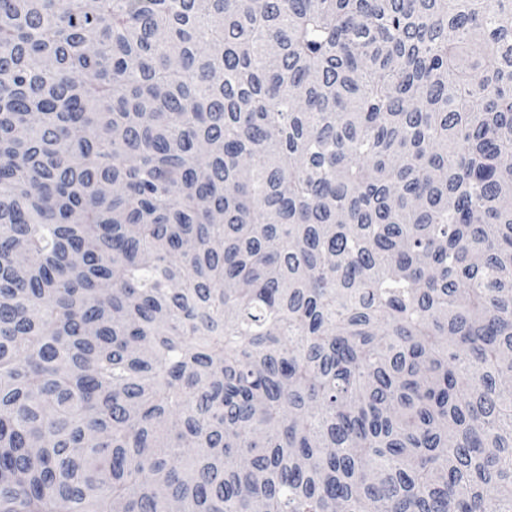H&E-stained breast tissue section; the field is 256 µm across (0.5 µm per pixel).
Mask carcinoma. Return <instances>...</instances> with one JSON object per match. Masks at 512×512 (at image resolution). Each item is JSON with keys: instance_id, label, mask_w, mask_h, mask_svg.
Segmentation results:
<instances>
[{"instance_id": "cac0c4a2", "label": "carcinoma", "mask_w": 512, "mask_h": 512, "mask_svg": "<svg viewBox=\"0 0 512 512\" xmlns=\"http://www.w3.org/2000/svg\"><path fill=\"white\" fill-rule=\"evenodd\" d=\"M0 512H512V0H0Z\"/></svg>"}]
</instances>
